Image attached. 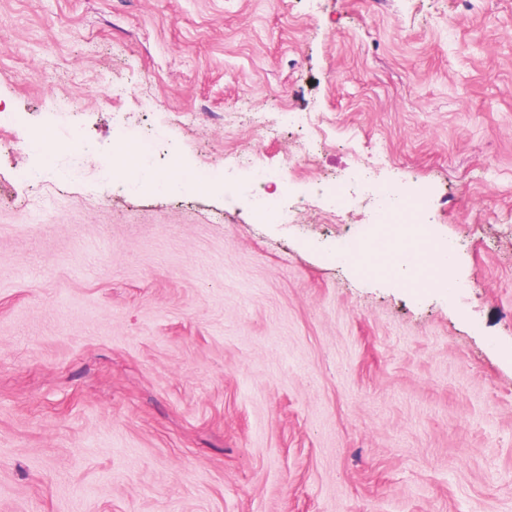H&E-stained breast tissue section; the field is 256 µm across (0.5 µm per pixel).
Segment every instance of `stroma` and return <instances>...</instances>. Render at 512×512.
<instances>
[{
	"instance_id": "1",
	"label": "stroma",
	"mask_w": 512,
	"mask_h": 512,
	"mask_svg": "<svg viewBox=\"0 0 512 512\" xmlns=\"http://www.w3.org/2000/svg\"><path fill=\"white\" fill-rule=\"evenodd\" d=\"M1 112L0 512H512V0H0ZM380 143L454 287L193 184ZM281 120L285 124H296L301 130L308 132L320 131L322 126L327 122V118L316 112L313 115L308 116L299 115L295 112H284L281 113Z\"/></svg>"
}]
</instances>
